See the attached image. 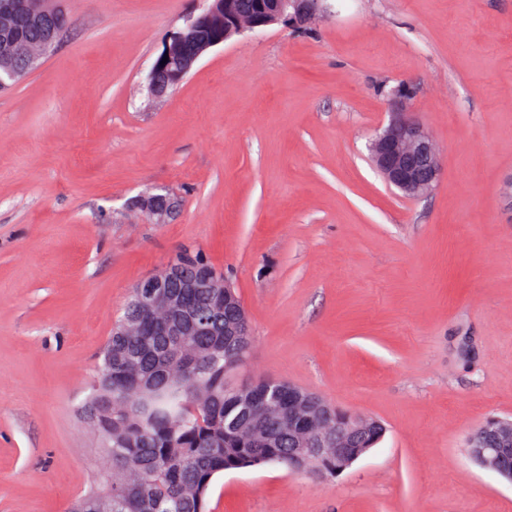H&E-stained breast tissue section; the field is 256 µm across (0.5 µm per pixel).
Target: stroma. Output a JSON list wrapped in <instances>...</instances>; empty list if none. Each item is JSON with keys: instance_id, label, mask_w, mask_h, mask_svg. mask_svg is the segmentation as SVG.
I'll return each mask as SVG.
<instances>
[{"instance_id": "stroma-1", "label": "stroma", "mask_w": 512, "mask_h": 512, "mask_svg": "<svg viewBox=\"0 0 512 512\" xmlns=\"http://www.w3.org/2000/svg\"><path fill=\"white\" fill-rule=\"evenodd\" d=\"M200 4L62 0L66 36L0 93V512H64L98 481V353L185 244L247 309L242 380L386 428L333 478L218 475L213 512H512V482L467 453L484 420L512 418V0H327L150 99ZM402 84L440 152L421 197L369 158ZM158 193L181 202L166 224L140 205Z\"/></svg>"}]
</instances>
